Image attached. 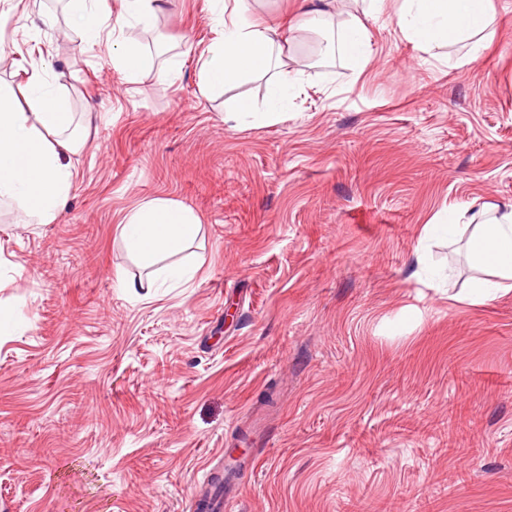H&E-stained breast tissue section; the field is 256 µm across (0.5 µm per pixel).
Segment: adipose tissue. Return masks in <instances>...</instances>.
<instances>
[{
  "mask_svg": "<svg viewBox=\"0 0 512 512\" xmlns=\"http://www.w3.org/2000/svg\"><path fill=\"white\" fill-rule=\"evenodd\" d=\"M491 0H402L398 25L406 38L419 45L462 43L464 63L477 62L482 45L475 37L490 26ZM215 20L222 29L219 40L200 52L199 86L202 94L253 77L277 72L264 107L247 98L234 99L224 114L225 122L239 126L271 124L288 110L294 88L287 69L290 43L319 30L331 17H340L338 44L352 69L363 70L370 56L366 27L346 0H300L288 29L258 23L245 0H211ZM171 0H119L112 28V65L129 79L154 75L167 79L170 69L158 55L129 42L125 28L148 26L168 11ZM70 25L88 43H99L108 17L106 0H69ZM26 98L17 100L13 89L0 85V202L16 206L27 224L51 223L72 187L70 158L85 141L71 129L74 121L66 95L49 84L44 68L32 67L26 76ZM202 225L192 209L166 198H154L126 212L120 236L127 252L141 269L138 278L120 279L130 294L165 282L189 280L191 267L174 263V256L190 248ZM468 253L479 276L474 298L485 301L497 293L512 291V203L497 208L476 226Z\"/></svg>",
  "mask_w": 512,
  "mask_h": 512,
  "instance_id": "1",
  "label": "adipose tissue"
}]
</instances>
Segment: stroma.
<instances>
[{
  "label": "stroma",
  "mask_w": 512,
  "mask_h": 512,
  "mask_svg": "<svg viewBox=\"0 0 512 512\" xmlns=\"http://www.w3.org/2000/svg\"><path fill=\"white\" fill-rule=\"evenodd\" d=\"M480 61L421 49L399 0L365 21L363 71L312 60L286 116L224 122L270 77L207 97L206 0L152 30L173 84L129 82L69 28L67 0H0V80L45 68L95 119L50 224L0 204V512H190L237 460L232 512H512V293L467 295L466 235L424 227L512 203V0ZM191 207L196 277L128 294L119 220Z\"/></svg>",
  "instance_id": "1"
}]
</instances>
